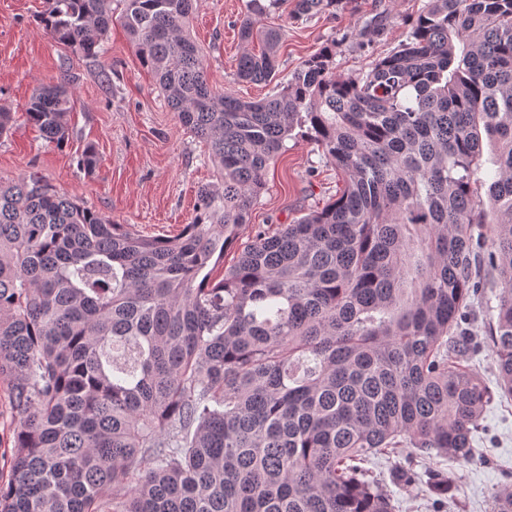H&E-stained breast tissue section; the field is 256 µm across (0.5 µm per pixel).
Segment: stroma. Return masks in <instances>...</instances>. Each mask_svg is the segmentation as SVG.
I'll return each mask as SVG.
<instances>
[{
  "label": "stroma",
  "mask_w": 512,
  "mask_h": 512,
  "mask_svg": "<svg viewBox=\"0 0 512 512\" xmlns=\"http://www.w3.org/2000/svg\"><path fill=\"white\" fill-rule=\"evenodd\" d=\"M424 3L352 0L342 9L298 19L293 0H279L257 25L283 32L281 79H290L303 60L330 43L336 51L334 72L362 76L375 60L405 41L410 22ZM245 4L246 0H194L191 35L203 53L211 83L255 101L272 94L273 88L237 76L238 58L247 48L239 36ZM44 9V0H0V109L13 115L9 132L0 137V178L34 173L57 191L115 223L131 225L139 234L178 233L191 220L199 188L214 180L203 144L178 124L120 21L112 23L104 54L82 58L47 33L39 21ZM380 14L388 18L385 33L370 42L360 39L358 29ZM59 78L66 79L74 100L69 138L60 147L45 140L25 113L33 90ZM90 143L96 147L98 164L88 173L78 160ZM342 186L340 172L314 143L288 140L286 151L267 172L266 188L241 235L251 236L258 226L272 231L293 223L334 199ZM497 295V289H486L470 306V332L480 345L469 353L468 363L492 388L498 382L496 358L482 339ZM481 424L474 442L478 460L469 465L415 455L407 448L371 458L370 475L392 498L396 512H433L426 485L393 480L391 471L398 464L419 473L455 470L456 486L443 512H491L495 495L512 489V398H494Z\"/></svg>",
  "instance_id": "stroma-1"
}]
</instances>
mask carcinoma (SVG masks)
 <instances>
[{"mask_svg": "<svg viewBox=\"0 0 512 512\" xmlns=\"http://www.w3.org/2000/svg\"><path fill=\"white\" fill-rule=\"evenodd\" d=\"M114 0H48L47 33L96 57ZM119 20L216 182L146 237L36 176L0 180V379L17 416L0 512H395L363 467L400 448L458 463L494 397L470 365L469 300L495 271L488 341L512 397V0H428L363 76L304 60L258 101L220 92L194 0H119ZM345 0H294L298 18ZM242 80L278 76L279 29L246 0ZM378 16L359 31L371 41ZM63 81L29 121L68 140ZM342 175L274 232L240 230L293 132ZM492 147L483 168L484 143ZM237 248L224 278L210 265ZM456 477L428 472L448 496Z\"/></svg>", "mask_w": 512, "mask_h": 512, "instance_id": "1", "label": "carcinoma"}]
</instances>
